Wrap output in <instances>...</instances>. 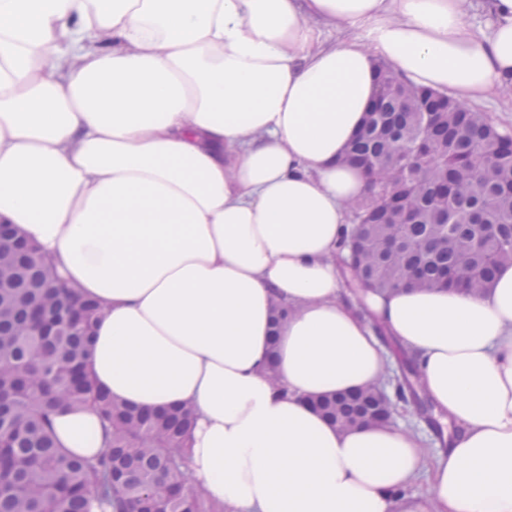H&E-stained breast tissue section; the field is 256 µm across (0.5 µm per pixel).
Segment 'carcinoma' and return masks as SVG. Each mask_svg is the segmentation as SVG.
Wrapping results in <instances>:
<instances>
[{"mask_svg": "<svg viewBox=\"0 0 512 512\" xmlns=\"http://www.w3.org/2000/svg\"><path fill=\"white\" fill-rule=\"evenodd\" d=\"M369 117L342 158L371 175V190L350 203L354 224L339 264L344 285L394 291L457 287L481 293L512 264V148L484 112L444 92L417 87L381 68ZM402 192L410 224L388 199ZM0 224V512H218L195 491L186 468L191 409L140 410L94 389L86 340L101 302L79 297L58 271L15 250ZM374 330L395 354L393 376L377 389L317 399L330 422L381 425L399 405L434 431L421 397L415 356ZM90 406L107 431L93 458L60 448L52 417Z\"/></svg>", "mask_w": 512, "mask_h": 512, "instance_id": "1", "label": "carcinoma"}]
</instances>
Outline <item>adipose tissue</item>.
Returning <instances> with one entry per match:
<instances>
[{"instance_id":"1","label":"adipose tissue","mask_w":512,"mask_h":512,"mask_svg":"<svg viewBox=\"0 0 512 512\" xmlns=\"http://www.w3.org/2000/svg\"><path fill=\"white\" fill-rule=\"evenodd\" d=\"M471 7L0 0V223L102 302L97 387L195 409L189 467L224 512H512V265L479 295L407 284L347 301L336 262L369 189L340 158L376 63L512 112V0H484L481 39ZM376 322L451 430L435 455L312 405L380 385ZM53 428L70 452L104 447L92 408Z\"/></svg>"}]
</instances>
